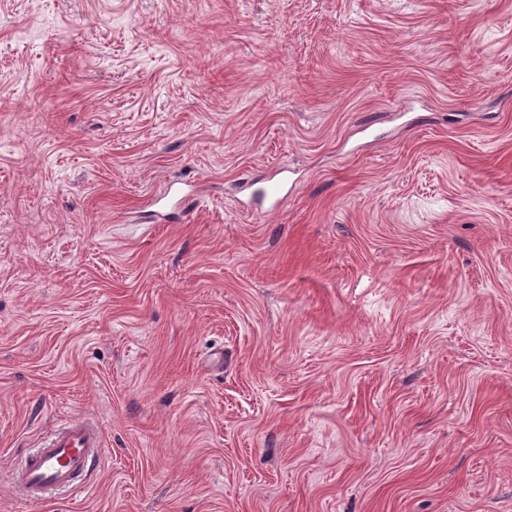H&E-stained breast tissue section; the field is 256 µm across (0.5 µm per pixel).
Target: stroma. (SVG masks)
Returning a JSON list of instances; mask_svg holds the SVG:
<instances>
[{
	"instance_id": "obj_1",
	"label": "stroma",
	"mask_w": 512,
	"mask_h": 512,
	"mask_svg": "<svg viewBox=\"0 0 512 512\" xmlns=\"http://www.w3.org/2000/svg\"><path fill=\"white\" fill-rule=\"evenodd\" d=\"M0 512H512V0H0ZM101 447L97 423L67 420L12 472L14 489L28 502H41L60 488L82 489Z\"/></svg>"
}]
</instances>
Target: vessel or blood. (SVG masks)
<instances>
[{"label": "vessel or blood", "instance_id": "vessel-or-blood-1", "mask_svg": "<svg viewBox=\"0 0 512 512\" xmlns=\"http://www.w3.org/2000/svg\"><path fill=\"white\" fill-rule=\"evenodd\" d=\"M101 447L97 423L67 420L13 471L14 489L22 499L40 502L60 488H84Z\"/></svg>", "mask_w": 512, "mask_h": 512}]
</instances>
